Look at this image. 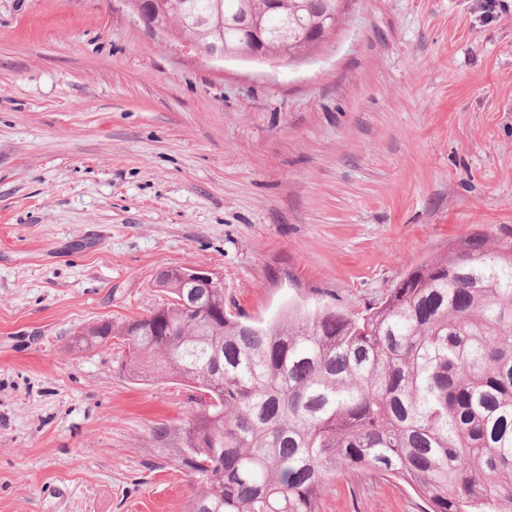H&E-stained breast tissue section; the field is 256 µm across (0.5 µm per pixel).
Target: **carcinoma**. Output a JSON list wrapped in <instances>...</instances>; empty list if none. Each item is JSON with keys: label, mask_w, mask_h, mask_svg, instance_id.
Segmentation results:
<instances>
[{"label": "carcinoma", "mask_w": 512, "mask_h": 512, "mask_svg": "<svg viewBox=\"0 0 512 512\" xmlns=\"http://www.w3.org/2000/svg\"><path fill=\"white\" fill-rule=\"evenodd\" d=\"M202 45L291 60L331 37L336 0H144ZM161 324L98 323L77 348L127 342L134 380L176 377L201 394L181 429L189 512H317L341 474L395 478L424 512H512V244L467 240L415 267L359 315L330 307L254 322L183 307Z\"/></svg>", "instance_id": "cac0c4a2"}]
</instances>
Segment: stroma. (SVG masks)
Returning <instances> with one entry per match:
<instances>
[{
	"mask_svg": "<svg viewBox=\"0 0 512 512\" xmlns=\"http://www.w3.org/2000/svg\"><path fill=\"white\" fill-rule=\"evenodd\" d=\"M512 242V0H349L328 43L215 62L121 0H0V512H187L194 391L78 332L163 307L350 314L464 240ZM340 477L319 512H422Z\"/></svg>",
	"mask_w": 512,
	"mask_h": 512,
	"instance_id": "1",
	"label": "stroma"
}]
</instances>
